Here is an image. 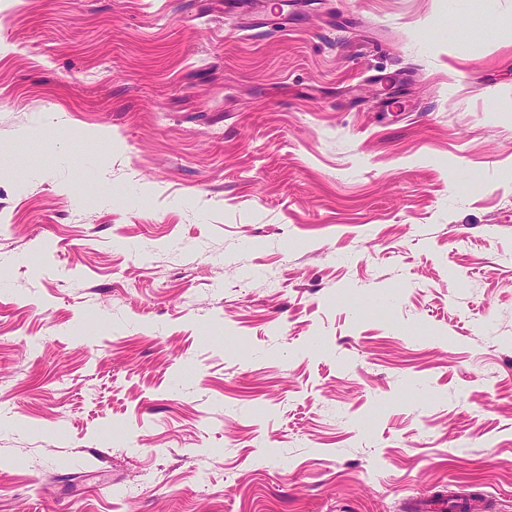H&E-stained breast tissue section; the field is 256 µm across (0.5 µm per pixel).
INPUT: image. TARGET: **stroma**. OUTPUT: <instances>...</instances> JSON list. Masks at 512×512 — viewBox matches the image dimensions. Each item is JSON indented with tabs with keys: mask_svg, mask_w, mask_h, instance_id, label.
<instances>
[{
	"mask_svg": "<svg viewBox=\"0 0 512 512\" xmlns=\"http://www.w3.org/2000/svg\"><path fill=\"white\" fill-rule=\"evenodd\" d=\"M0 0V512H512V0ZM411 512H443L451 510L454 512H470L478 509V506L466 497L454 495L438 502L428 500H415L409 505Z\"/></svg>",
	"mask_w": 512,
	"mask_h": 512,
	"instance_id": "1",
	"label": "stroma"
}]
</instances>
